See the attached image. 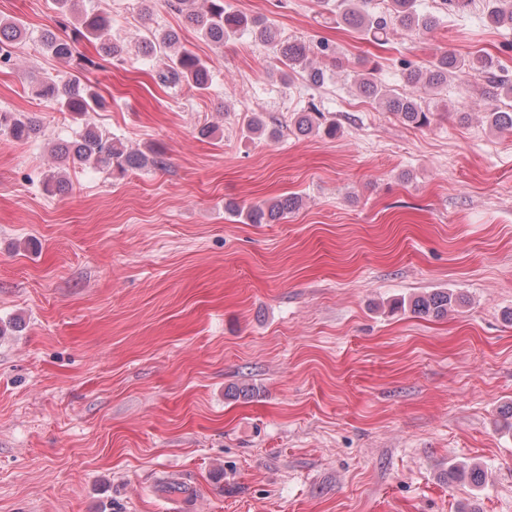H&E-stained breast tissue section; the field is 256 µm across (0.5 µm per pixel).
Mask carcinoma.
Returning a JSON list of instances; mask_svg holds the SVG:
<instances>
[{
  "instance_id": "obj_1",
  "label": "carcinoma",
  "mask_w": 512,
  "mask_h": 512,
  "mask_svg": "<svg viewBox=\"0 0 512 512\" xmlns=\"http://www.w3.org/2000/svg\"><path fill=\"white\" fill-rule=\"evenodd\" d=\"M372 0H336V23L344 24L375 45L387 42L388 29L398 25L406 30L428 34L440 25L435 13L420 10L418 0H382L380 10L371 7ZM58 9L65 19L64 28L72 27V35L63 38L48 30L43 35L45 49L60 60L73 57L74 44L81 38L95 42L98 55L104 60H121L125 53L122 45L112 41L108 35L109 20L101 13L80 11L76 0H57ZM169 6L184 15L188 24L207 42L216 47L224 46L226 39L249 34L255 40L267 45L274 53V60L280 66L282 74L293 81L302 78L311 87H321L330 75L312 63L311 49L304 43L283 40L278 28L258 17L224 6V0H171ZM487 18L496 26L512 27V0H488ZM26 29L21 23L0 21V59L8 56V47L22 38ZM144 52L148 55L158 53L168 61L166 68L157 74L160 83L168 86L186 85L189 89L203 93L210 86L208 63L196 53L183 47L180 34L175 29L155 30L145 38ZM480 71L487 81L486 94L494 97L512 94V84L497 75L494 60L489 55L461 57L449 51H439L425 65L409 67L403 73L407 84L421 87L428 93L438 95L448 86L453 77L465 76ZM378 74V62L365 60L362 73L357 75L354 86L356 91L379 102L388 112L403 124L413 128H425L434 119L422 98L413 93L401 94L383 85ZM37 95L68 112L78 125L76 137L58 147V152L73 162L93 167H106L112 172L124 175L129 171L140 170L148 165L160 168L164 161L150 158L142 152L134 151L119 140L105 137L86 116L92 112H103L109 107L107 99L96 87L81 82L74 77L67 80H44L39 85ZM489 127L497 132H512V109H496L486 115ZM253 134L275 139L280 129L270 124L260 114H253L247 124ZM288 129L300 135L312 132L323 133L334 138L340 130L336 120L321 112L315 102L300 112H294L288 120ZM39 130L33 117L21 113L0 111V134L15 141H24ZM294 198L263 201L240 209L236 205L228 209L245 215L251 224H277L296 208ZM461 303V297L448 291H433L416 297L411 302L413 312L439 317ZM448 480L466 482L474 487L484 483V472L474 464L459 463L448 467Z\"/></svg>"
}]
</instances>
